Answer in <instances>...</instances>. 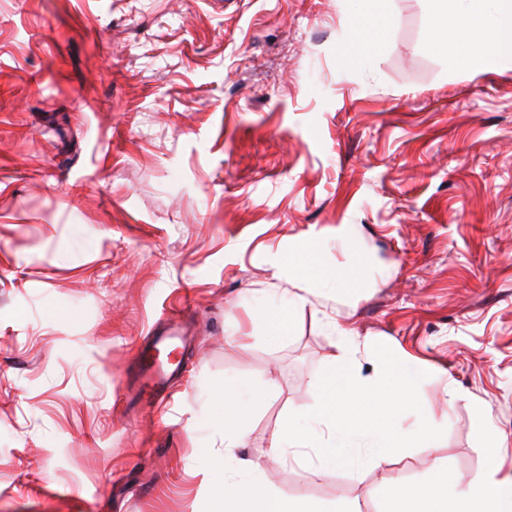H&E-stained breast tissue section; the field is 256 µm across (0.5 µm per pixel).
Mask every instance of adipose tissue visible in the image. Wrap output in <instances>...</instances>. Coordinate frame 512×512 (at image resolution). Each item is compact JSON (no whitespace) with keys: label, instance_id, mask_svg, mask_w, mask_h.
I'll return each mask as SVG.
<instances>
[{"label":"adipose tissue","instance_id":"ef3b65f1","mask_svg":"<svg viewBox=\"0 0 512 512\" xmlns=\"http://www.w3.org/2000/svg\"><path fill=\"white\" fill-rule=\"evenodd\" d=\"M436 10L428 34L432 50L457 45L461 66L483 59L512 65V0H435ZM357 6L341 47L344 60L356 63L376 54L393 24L388 0H356ZM287 269L289 280L301 284L303 294L282 298L270 315L272 328L285 336L291 328V312L305 306L306 295L315 288L332 284L353 288L360 284L365 266L355 257L353 266L329 273L320 262L316 246L291 249L276 259ZM231 492L240 504L257 503V512H322L308 498L291 500L267 485L251 481L234 483ZM386 512H512V476L488 475L467 490L457 489L450 473L435 472L418 485L393 480L387 484Z\"/></svg>","mask_w":512,"mask_h":512}]
</instances>
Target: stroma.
Masks as SVG:
<instances>
[{
    "instance_id": "obj_1",
    "label": "stroma",
    "mask_w": 512,
    "mask_h": 512,
    "mask_svg": "<svg viewBox=\"0 0 512 512\" xmlns=\"http://www.w3.org/2000/svg\"><path fill=\"white\" fill-rule=\"evenodd\" d=\"M389 8L346 66L348 0H0V512H210L213 390L242 381L262 401L227 482L384 512L386 476L512 475V67L429 51L433 0ZM310 242L365 255L362 284L275 336L274 258ZM154 329L183 354L162 403L134 398ZM378 342L424 369L438 447L271 461L314 380L345 355L373 377Z\"/></svg>"
}]
</instances>
